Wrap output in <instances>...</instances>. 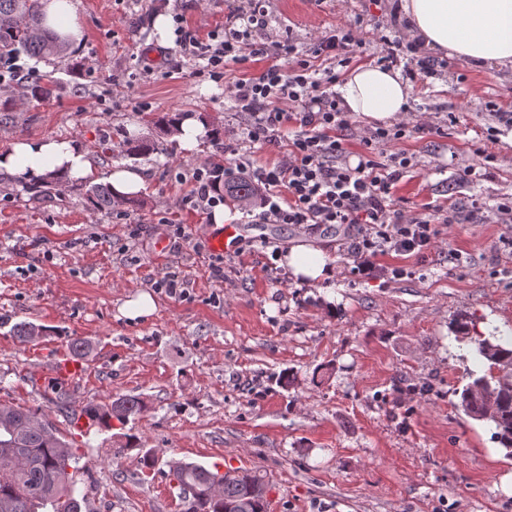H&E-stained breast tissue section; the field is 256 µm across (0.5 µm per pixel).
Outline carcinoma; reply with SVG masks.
Wrapping results in <instances>:
<instances>
[{
    "instance_id": "carcinoma-1",
    "label": "carcinoma",
    "mask_w": 512,
    "mask_h": 512,
    "mask_svg": "<svg viewBox=\"0 0 512 512\" xmlns=\"http://www.w3.org/2000/svg\"><path fill=\"white\" fill-rule=\"evenodd\" d=\"M66 48L58 36L43 25L40 0H0V62L21 54L41 60L59 56ZM57 81L48 75L45 82L32 86L31 94L41 99L52 97ZM118 152L136 157L160 152L162 148L148 138L125 137ZM29 199L51 195L63 196L66 190L53 173L34 182H21ZM230 194L243 201L255 202L259 187L246 180L230 185ZM88 206L110 210L119 204H133L135 199L114 197L108 185H93L87 192ZM22 342H33L46 335L40 325L23 322L14 327ZM475 357L485 372L469 371L470 382L460 393L464 414L487 423L494 438L512 458V347L494 335L477 336ZM91 344L80 338L69 340V355L86 358ZM146 409L138 397H118L109 404L88 402L83 411L98 418L103 428H112V420L121 424ZM80 457L59 429L35 411L0 403V512H82L83 499L75 489L73 474L80 470ZM169 476L178 489L184 512H266L269 484L260 472L241 469L237 478L226 481L223 475L203 465L174 462Z\"/></svg>"
}]
</instances>
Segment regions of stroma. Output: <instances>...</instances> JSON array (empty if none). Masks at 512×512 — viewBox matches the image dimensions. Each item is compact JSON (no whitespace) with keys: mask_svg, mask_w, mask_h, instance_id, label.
I'll use <instances>...</instances> for the list:
<instances>
[{"mask_svg":"<svg viewBox=\"0 0 512 512\" xmlns=\"http://www.w3.org/2000/svg\"><path fill=\"white\" fill-rule=\"evenodd\" d=\"M394 3L263 0L265 33L308 53L354 22L362 45L350 63L372 65L380 36L403 34ZM230 7L79 0L82 44L37 67L60 81L56 95H24L19 81L0 87V104H13L0 111V150L19 138H75L94 165L65 196L43 201L0 178V402L67 427L54 391L27 382L28 347L12 334L20 322L47 327L41 343L51 356L72 336L92 344L72 406L144 400L127 425L77 438L83 512H183L167 478L173 461L261 470L267 512H512V459L488 425L458 408L476 363L473 343L451 331L466 316L478 334L512 338V226L496 211L512 197V126L494 117L512 114V71L445 57L436 76L412 82L409 110L444 131L401 141L412 165L393 188L397 204L438 222L425 254L381 252L364 269L350 230L312 224H266L215 252L213 212L190 203L189 175L229 164L224 145L244 115L223 83L184 77L193 57L155 21L181 20L204 42ZM166 114L203 118L194 148L156 127ZM491 127L500 139L488 140ZM134 133L165 153L119 156L116 144ZM118 163L144 179L136 205L90 209L88 186ZM452 209L458 220L445 223ZM300 243L324 253L332 279L300 285L280 266ZM399 266L406 275L393 276ZM170 273L179 294L157 285ZM142 292L155 312L124 317ZM129 434L138 441L128 449Z\"/></svg>","mask_w":512,"mask_h":512,"instance_id":"35a3bbf8","label":"stroma"}]
</instances>
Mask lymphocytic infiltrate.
Wrapping results in <instances>:
<instances>
[{
	"mask_svg": "<svg viewBox=\"0 0 512 512\" xmlns=\"http://www.w3.org/2000/svg\"><path fill=\"white\" fill-rule=\"evenodd\" d=\"M241 19L248 21L247 29H238ZM265 24L261 0H235L223 32L212 33L210 44L200 49L206 66L189 72L193 78L223 80L229 65L248 58H284L291 66L285 74L273 64L259 76L224 85L227 98L245 114L243 126L232 134L237 144L287 147L283 159L268 168L253 167L243 156L234 161L241 177L265 190L253 223L356 225L360 232L353 249L361 257L384 251L424 254L435 230L430 220L397 208L392 189L411 164L399 142L410 131L436 133V125L400 122L362 132L336 98L334 68L311 77V58H304L294 42L253 38V27ZM353 138L363 146L355 158L346 148Z\"/></svg>",
	"mask_w": 512,
	"mask_h": 512,
	"instance_id": "1",
	"label": "lymphocytic infiltrate"
}]
</instances>
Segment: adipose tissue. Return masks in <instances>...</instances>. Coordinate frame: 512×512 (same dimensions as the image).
I'll use <instances>...</instances> for the list:
<instances>
[{"label":"adipose tissue","instance_id":"adipose-tissue-1","mask_svg":"<svg viewBox=\"0 0 512 512\" xmlns=\"http://www.w3.org/2000/svg\"><path fill=\"white\" fill-rule=\"evenodd\" d=\"M46 27L79 47L83 31L75 0H43ZM399 18L408 38L421 47L477 66L512 68V0H400ZM412 87L401 69L358 65L347 71L338 92L353 116L381 124L402 112ZM91 163L78 140H15L0 151V174L28 181L59 170L68 180L85 177ZM294 280L315 285L331 278L321 251L291 247L282 259Z\"/></svg>","mask_w":512,"mask_h":512}]
</instances>
